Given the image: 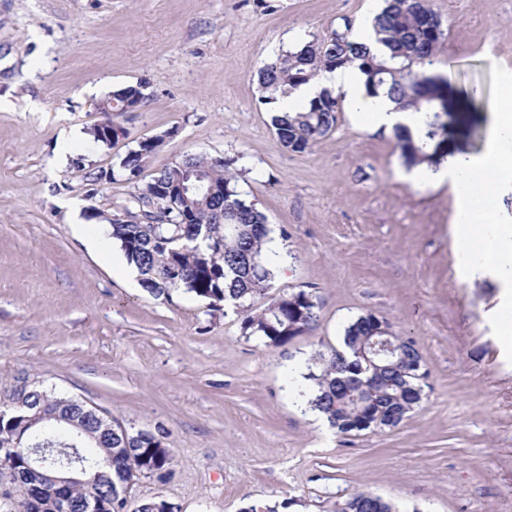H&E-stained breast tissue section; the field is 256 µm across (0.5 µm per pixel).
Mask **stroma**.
Here are the masks:
<instances>
[{
	"instance_id": "stroma-1",
	"label": "stroma",
	"mask_w": 512,
	"mask_h": 512,
	"mask_svg": "<svg viewBox=\"0 0 512 512\" xmlns=\"http://www.w3.org/2000/svg\"><path fill=\"white\" fill-rule=\"evenodd\" d=\"M445 37L431 73L491 91L512 70V0H431ZM380 0H0V405L39 385L106 410L129 431H163L165 477L129 507L176 512H334L369 491L398 512H512V364L489 318L494 274L461 272L451 184L418 182L394 134L353 121L288 151L254 76L278 52ZM143 85L111 145L95 106ZM164 149L134 179L97 180L138 142ZM233 160L243 199L265 213L287 277L251 298L304 289L312 333L274 347L240 310L183 290L141 288L107 222L181 154ZM413 339L429 372L397 428L340 435L289 390L309 358L367 312Z\"/></svg>"
}]
</instances>
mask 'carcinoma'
I'll return each instance as SVG.
<instances>
[{
    "mask_svg": "<svg viewBox=\"0 0 512 512\" xmlns=\"http://www.w3.org/2000/svg\"><path fill=\"white\" fill-rule=\"evenodd\" d=\"M427 0H384L372 18L378 53L350 38L351 23L344 30L303 40L277 54L258 72L259 101L273 111L271 125L285 147L304 153L334 129L340 110L336 96L325 91L301 110L276 112V104L300 86L316 80L321 72L355 65L366 76L371 95L384 90L401 111L422 116L421 128L411 133L396 127L395 137L405 165L433 167L448 156V115L461 125L475 111L476 90L451 84L441 75H430L444 31L428 29L420 15L429 12ZM145 99L141 87L126 86L112 92V111L134 112ZM172 135L167 132L138 143L118 164V172L131 177L141 173L139 162L156 154ZM201 153H185L178 163L159 170L134 197L135 209L124 208L126 218L112 221L109 237L119 245L139 276L142 288L156 295L183 289L206 299L210 305L245 302L264 294L273 279L272 263L264 253L270 229L267 217L255 204L241 198L234 160L209 165L207 178L224 190V198L176 201L161 192L176 190L181 174L203 164ZM321 303L305 290L285 293L258 313H247L243 331L273 346L312 332L318 325ZM369 312L344 329L342 343L319 351L303 378L310 388L298 390L311 409L322 414L330 427L344 435L398 427L424 398L428 370L416 343L391 335L397 357L381 363L380 382L371 386L366 358L371 356L373 322ZM30 448H48L47 463L61 461L60 448H81L82 481L54 484L28 471ZM171 463L163 433L112 428V416L71 397L58 396L34 385L16 389L11 404L0 406V502L6 512H60L66 501L72 512H81L88 489L98 494L96 512H127V475L133 468L143 475L161 474ZM367 492H355L336 503V512H395V506ZM169 502L154 497L133 512H168Z\"/></svg>",
    "mask_w": 512,
    "mask_h": 512,
    "instance_id": "1",
    "label": "carcinoma"
}]
</instances>
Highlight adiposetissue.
Wrapping results in <instances>:
<instances>
[{"instance_id": "adipose-tissue-1", "label": "adipose tissue", "mask_w": 512, "mask_h": 512, "mask_svg": "<svg viewBox=\"0 0 512 512\" xmlns=\"http://www.w3.org/2000/svg\"><path fill=\"white\" fill-rule=\"evenodd\" d=\"M328 88L342 95L355 117L367 127L391 130L402 125L413 130L419 125L418 116L396 110L386 95H368L365 77L354 66L322 73L317 80L301 86L291 98L284 100L280 109L284 112L294 111L300 104L316 98Z\"/></svg>"}]
</instances>
